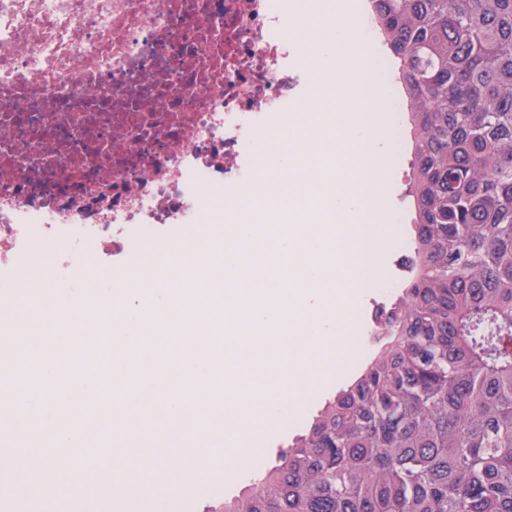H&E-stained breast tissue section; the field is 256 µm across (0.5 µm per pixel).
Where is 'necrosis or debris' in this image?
Returning <instances> with one entry per match:
<instances>
[{
    "mask_svg": "<svg viewBox=\"0 0 512 512\" xmlns=\"http://www.w3.org/2000/svg\"><path fill=\"white\" fill-rule=\"evenodd\" d=\"M273 0H0V288L131 267L258 178L255 136L312 83ZM219 279L191 264L177 302Z\"/></svg>",
    "mask_w": 512,
    "mask_h": 512,
    "instance_id": "obj_1",
    "label": "necrosis or debris"
}]
</instances>
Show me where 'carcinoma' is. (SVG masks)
<instances>
[{
  "mask_svg": "<svg viewBox=\"0 0 512 512\" xmlns=\"http://www.w3.org/2000/svg\"><path fill=\"white\" fill-rule=\"evenodd\" d=\"M410 128L411 263L358 375L222 512H512V0H369Z\"/></svg>",
  "mask_w": 512,
  "mask_h": 512,
  "instance_id": "1",
  "label": "carcinoma"
}]
</instances>
